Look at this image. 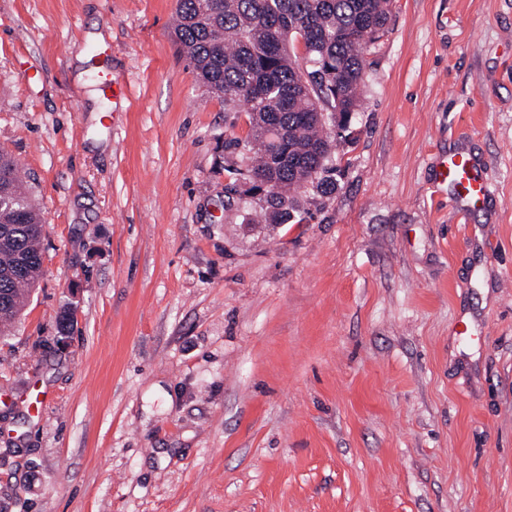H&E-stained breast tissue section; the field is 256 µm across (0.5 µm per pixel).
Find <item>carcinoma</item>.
<instances>
[{"label": "carcinoma", "instance_id": "cac0c4a2", "mask_svg": "<svg viewBox=\"0 0 512 512\" xmlns=\"http://www.w3.org/2000/svg\"><path fill=\"white\" fill-rule=\"evenodd\" d=\"M391 0H177L180 55L230 111L248 106L250 133L227 147L245 167H228L224 196L252 197L264 224H287L298 191L327 195L335 137L318 113L357 111L364 54L387 32ZM303 42L298 57L294 42ZM0 150V335L16 322L42 267L40 211L14 180Z\"/></svg>", "mask_w": 512, "mask_h": 512}]
</instances>
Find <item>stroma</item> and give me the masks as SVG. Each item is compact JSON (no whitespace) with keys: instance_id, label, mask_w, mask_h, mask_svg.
Returning <instances> with one entry per match:
<instances>
[{"instance_id":"stroma-1","label":"stroma","mask_w":512,"mask_h":512,"mask_svg":"<svg viewBox=\"0 0 512 512\" xmlns=\"http://www.w3.org/2000/svg\"><path fill=\"white\" fill-rule=\"evenodd\" d=\"M175 7L0 0V149L44 224L0 512H512V0H392L335 191L256 230L224 203L248 114ZM461 148L491 187L464 223L435 181Z\"/></svg>"}]
</instances>
